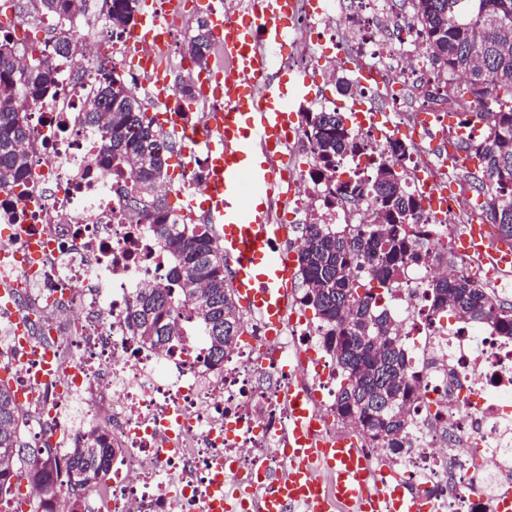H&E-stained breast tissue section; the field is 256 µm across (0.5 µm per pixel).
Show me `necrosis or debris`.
Here are the masks:
<instances>
[{
    "instance_id": "obj_1",
    "label": "necrosis or debris",
    "mask_w": 512,
    "mask_h": 512,
    "mask_svg": "<svg viewBox=\"0 0 512 512\" xmlns=\"http://www.w3.org/2000/svg\"><path fill=\"white\" fill-rule=\"evenodd\" d=\"M305 24L290 33L299 70L320 85L325 67L315 45L331 36L355 80L345 126L354 145L341 166L323 171L307 135L314 100L296 105L288 151L300 163L288 174L289 206L274 205L277 223L366 227L373 205L361 200L339 211L330 199L340 182L366 175L389 151L398 124L415 116L386 113L398 87L444 86L445 73L423 67L425 40L405 0H319ZM102 15L83 12L55 27L82 43L76 59L44 50L55 91L27 101L31 132L23 144L32 163L20 183L0 193V279L11 280L14 308L26 344L11 341L6 358L16 372L19 402L43 461L54 466L92 429L105 433L116 453L110 483L81 491L84 512H200L209 487L235 495L236 512H261L258 466L288 472L289 385L300 387L318 419V437L330 422L336 365L312 357L297 343L302 319L293 307L283 326L269 331L255 314L243 323L255 338L226 358L207 362V345L190 304L174 311L176 334L163 345L136 335L130 313L142 288L172 287L173 265L153 222L127 205L129 184L101 157L97 127L86 120L97 65L128 72L127 33L101 35ZM468 125L418 131L403 166L416 195L424 185L446 191L449 179L469 171L463 150ZM490 224L483 196L458 189L444 204L423 203L419 221L431 247L406 261L398 288L382 299L409 340L412 376L407 410L416 431L402 454L365 447L380 483L411 481L427 489L435 512H495L512 488V337L494 324L455 316L430 321L428 284L439 276H467L512 296V277L495 260L448 249V227L459 218ZM50 353L47 378L31 377L27 346Z\"/></svg>"
}]
</instances>
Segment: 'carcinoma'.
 Listing matches in <instances>:
<instances>
[{
    "label": "carcinoma",
    "instance_id": "obj_1",
    "mask_svg": "<svg viewBox=\"0 0 512 512\" xmlns=\"http://www.w3.org/2000/svg\"><path fill=\"white\" fill-rule=\"evenodd\" d=\"M108 21L125 30L134 21L136 0H108ZM42 12L66 16L82 8V0H40ZM413 20L421 29L431 67L453 77L449 88L457 99H470L481 135L468 144L494 183L474 189L484 194L487 213L499 234L512 239V0H410ZM186 54L200 69L208 66L211 34L205 22L185 39ZM53 81L41 58L20 69L12 37L0 33V192L27 172L22 149L29 129L21 112L23 100L51 92ZM87 122L99 130L107 164L123 167L130 183L128 206L153 217L156 233L174 264L176 289L144 288L131 321L139 338L160 345L174 336L169 321L176 299L192 305L209 342L207 359L221 367L234 352L241 334L234 289L224 277V253L210 224H168L170 211L161 187L173 144L144 112L139 99L117 74L101 71ZM307 126L325 170L353 149L338 112H310ZM377 205L376 228L350 232L327 224L301 228L299 271L301 303L319 318L325 345L339 372L334 401L336 416L357 422L379 448L394 454L406 447L412 422L402 411L411 395L408 345L378 299L401 277L412 247L426 236L417 223L420 201L407 185L405 170L392 156L378 160L369 177ZM382 260L370 281L360 283L353 269L373 257ZM432 315L453 312L460 318L491 321L502 336L512 337V304L467 277H441L429 284ZM24 414L13 390L0 382V496L27 479L37 491L40 512H55L64 493L56 471L41 463L43 449L22 439ZM112 447L103 434L89 431L69 450L63 469L71 496L69 512H82L75 491L106 482ZM27 467L15 469L14 463Z\"/></svg>",
    "mask_w": 512,
    "mask_h": 512
}]
</instances>
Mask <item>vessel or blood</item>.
Here are the masks:
<instances>
[{"mask_svg":"<svg viewBox=\"0 0 512 512\" xmlns=\"http://www.w3.org/2000/svg\"><path fill=\"white\" fill-rule=\"evenodd\" d=\"M183 0H139L128 48L135 63L149 75L156 90L169 83L167 70L156 56H142L147 45L162 47L166 25L181 11ZM298 10V0H249L244 16L228 20L222 10L207 6L208 27L224 46L230 73H215V92L225 95L224 108L212 113L209 131L188 135L180 116L161 112L160 128L178 135L183 155L205 153L209 190L204 202L212 223L219 226V245L233 257V286L240 301L258 314L268 328L278 329L288 311V290L293 280L292 262L278 244L285 225L275 223L271 202L288 196V170L284 149L288 129L296 121L295 102L308 98L311 82L288 78L276 65L275 53L288 47V23ZM294 93L286 95L284 81ZM485 228L473 224L459 237L461 247L483 253ZM292 424L288 442L287 477H264L268 493L263 512H282L285 505H302L304 512H382L392 503L396 512H425L421 500L405 488L385 492L368 483L364 455L347 438L314 440L316 423L310 417L308 398L289 394ZM328 471L329 491H322L316 474Z\"/></svg>","mask_w":512,"mask_h":512,"instance_id":"1","label":"vessel or blood"}]
</instances>
